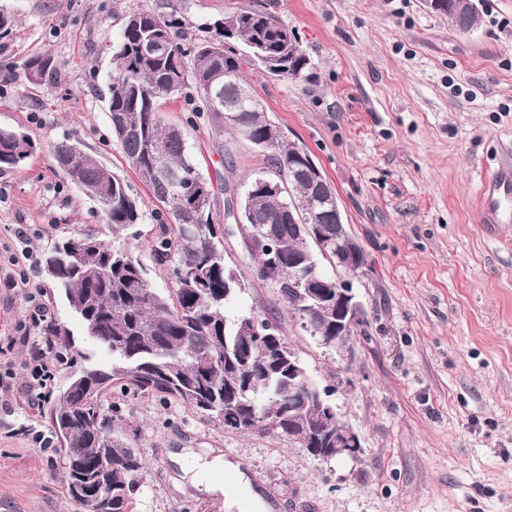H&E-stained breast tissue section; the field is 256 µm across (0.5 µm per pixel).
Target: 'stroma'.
I'll list each match as a JSON object with an SVG mask.
<instances>
[{"instance_id":"stroma-1","label":"stroma","mask_w":512,"mask_h":512,"mask_svg":"<svg viewBox=\"0 0 512 512\" xmlns=\"http://www.w3.org/2000/svg\"><path fill=\"white\" fill-rule=\"evenodd\" d=\"M475 3L480 25L461 34L422 0H0L12 18L0 38V129L37 145L24 166L0 170V512H82L63 486L48 404L27 392L35 306L70 330L79 351L108 360L40 269L58 239H113L51 150L80 142L124 175L144 212L135 249L167 292L171 266L149 249L158 205L125 166L108 118L112 47L132 8L178 18L190 42L238 7L268 12L310 60L296 79L255 68L247 80L268 119L334 185L368 267L323 268L351 283L363 309L341 356L259 279L237 234L224 249L245 288L225 314L274 316L319 385L344 380L333 401L362 453L325 463L284 438L227 432L171 399L111 392L100 405L116 412L144 463L132 512H230L227 491L173 486L181 472L171 453L193 460L213 448L239 464L265 512H512V223L486 233L476 196L481 175L512 165V0ZM38 55L56 72L34 83L24 64ZM162 116L187 128L212 182L241 189L268 166L264 152L184 99L169 100Z\"/></svg>"}]
</instances>
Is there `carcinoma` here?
I'll use <instances>...</instances> for the list:
<instances>
[{"mask_svg": "<svg viewBox=\"0 0 512 512\" xmlns=\"http://www.w3.org/2000/svg\"><path fill=\"white\" fill-rule=\"evenodd\" d=\"M178 19H164L143 10L129 11L121 37L112 50L114 75L107 85L112 134L120 144L125 163L146 185L161 207L157 222L161 231L151 244L158 262H171L173 288L163 295L152 287L147 268L128 244H106L92 232L57 240L44 254L54 261L53 282L80 322L97 324L94 340L112 358L109 367L75 357L70 331L50 323L41 335L53 337L55 350L69 363L82 360L71 371L49 409L52 428L61 439L66 459L65 488L77 502L75 487L98 466L99 454L112 452V468L105 480L112 484V512H131L135 476L141 460L129 443L116 433L114 418L98 409V398L109 390L123 394H158L184 403L210 421L235 433L285 437L309 449L314 443L303 437V426L288 431V343L274 318L261 324L280 338L275 358L265 357L250 335L252 320L228 319L226 303L234 290L244 287L236 269L225 259L224 225L213 211L215 187L206 177L208 191L193 207L186 208L184 191L161 178L159 164L174 173L198 169L188 149L185 128L169 124L161 116L164 102L183 95L193 101L192 111L210 112L207 90L219 87L224 95V123L234 133L264 149L272 123L260 98L248 88L244 69L257 67L266 73L297 78L309 60L296 36L267 12L238 8L213 25L204 24L209 36L184 44L174 31ZM161 33L167 51L144 53L141 40ZM231 39L252 55L225 47ZM53 60L37 56L27 61L26 76L38 80L54 75ZM36 144L25 134L0 129V169L19 168ZM307 150L281 139L267 151L269 170L246 183L247 194L263 200L259 224L273 228L277 253L261 244L249 251L265 269L260 279L273 283L290 307L288 256L311 249L288 223V190L299 204L313 206L317 194L298 173ZM57 169L100 205L112 231L127 232L138 240L134 228L143 211L124 177L104 166L79 144L62 159L52 152ZM169 223H164V220ZM222 347L220 362L209 368L213 343ZM308 425L320 423L314 398L297 400Z\"/></svg>", "mask_w": 512, "mask_h": 512, "instance_id": "cac0c4a2", "label": "carcinoma"}]
</instances>
